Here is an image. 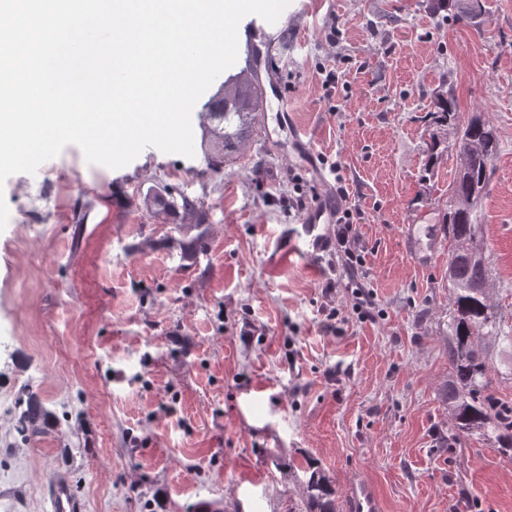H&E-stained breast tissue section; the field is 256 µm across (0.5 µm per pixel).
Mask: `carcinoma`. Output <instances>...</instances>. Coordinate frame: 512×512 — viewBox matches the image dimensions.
<instances>
[{
    "label": "carcinoma",
    "mask_w": 512,
    "mask_h": 512,
    "mask_svg": "<svg viewBox=\"0 0 512 512\" xmlns=\"http://www.w3.org/2000/svg\"><path fill=\"white\" fill-rule=\"evenodd\" d=\"M448 4L459 19L479 27L476 19L482 14L480 0H448ZM260 86L258 72L241 70L229 75L209 98L206 112L202 113L201 147L213 171L222 169L225 152L239 146L254 113L261 109L264 96ZM431 105L435 123L453 134L447 145L454 164L448 198L464 202L463 213L446 212L443 216V234L449 240L448 287L453 322L448 341L450 379L441 400L453 420L454 438L478 434L496 443L499 452L511 458L512 407L499 403L489 393L486 361L474 346L476 337L502 339L499 322L484 289L490 269L482 258L463 250L466 242L478 237V213L486 195L492 162L500 149L498 131L487 122L478 127L460 122L456 101L446 92H435ZM169 208L188 215L199 213L198 200L185 195L162 203V210ZM41 417L39 404L28 399L27 409L15 418L16 432L26 435L35 431ZM301 496L306 512H337L336 489L318 470L311 471L301 483Z\"/></svg>",
    "instance_id": "obj_1"
}]
</instances>
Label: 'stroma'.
I'll use <instances>...</instances> for the list:
<instances>
[{
    "label": "stroma",
    "mask_w": 512,
    "mask_h": 512,
    "mask_svg": "<svg viewBox=\"0 0 512 512\" xmlns=\"http://www.w3.org/2000/svg\"><path fill=\"white\" fill-rule=\"evenodd\" d=\"M294 3L222 173L199 152L111 169L69 145L0 188V512H50L58 477L84 512H289L310 465L340 497L366 481L380 512H512V459L475 435L439 445L448 243L407 234L448 202L450 154L425 169L443 89L501 140L478 222L506 338L477 346L512 406V0H482L478 29L433 0ZM170 192L205 223L160 211ZM300 198L359 213L370 308L333 252L280 258ZM31 395L47 415L24 441Z\"/></svg>",
    "instance_id": "35a3bbf8"
}]
</instances>
